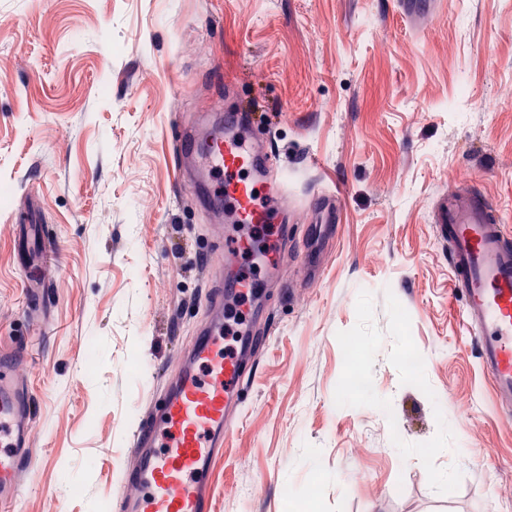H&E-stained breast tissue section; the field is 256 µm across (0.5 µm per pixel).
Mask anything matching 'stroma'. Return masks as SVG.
I'll return each mask as SVG.
<instances>
[{
	"instance_id": "35a3bbf8",
	"label": "stroma",
	"mask_w": 512,
	"mask_h": 512,
	"mask_svg": "<svg viewBox=\"0 0 512 512\" xmlns=\"http://www.w3.org/2000/svg\"><path fill=\"white\" fill-rule=\"evenodd\" d=\"M220 112L285 154L295 209L214 512H300L311 490L316 512H512V420L434 224L457 188L512 233V0H0V363L23 360L37 408L11 512L121 494L222 260L172 129ZM346 336L368 397L339 390Z\"/></svg>"
}]
</instances>
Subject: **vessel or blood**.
Instances as JSON below:
<instances>
[{"label":"vessel or blood","mask_w":512,"mask_h":512,"mask_svg":"<svg viewBox=\"0 0 512 512\" xmlns=\"http://www.w3.org/2000/svg\"><path fill=\"white\" fill-rule=\"evenodd\" d=\"M177 138L189 148L196 177L214 172L223 176L225 218L236 230L223 264L213 269L211 311L187 351L185 368L167 381L158 404L132 437L131 451L138 464L125 480V495L114 500L113 512H212L213 464L248 379L243 362L256 344L249 322L240 328L234 351L225 353L222 311L225 301L237 294H260L255 281L225 291L223 271L240 257L256 225L277 227L264 262L268 282H277L288 248L284 176L272 162L271 148L253 139L248 117H226L203 139L187 125L178 130ZM437 222L449 246L448 264L464 319L474 332L478 358L491 377L497 405L511 416L512 235L504 231L495 208L461 191L449 193ZM34 414L35 401L19 386L17 367H1L0 512H9L25 485Z\"/></svg>","instance_id":"1"}]
</instances>
